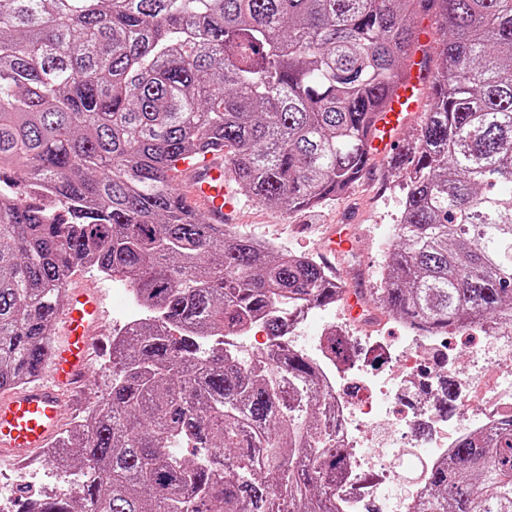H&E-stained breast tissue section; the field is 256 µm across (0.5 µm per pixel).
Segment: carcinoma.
Returning a JSON list of instances; mask_svg holds the SVG:
<instances>
[{"instance_id":"1","label":"carcinoma","mask_w":512,"mask_h":512,"mask_svg":"<svg viewBox=\"0 0 512 512\" xmlns=\"http://www.w3.org/2000/svg\"><path fill=\"white\" fill-rule=\"evenodd\" d=\"M437 18L432 105L369 301L436 334L512 326V0H0V391L36 379L70 276L130 284L149 318L112 334L102 405L57 440L78 500L17 512H336L342 451L318 376L271 344L242 374L224 337L343 285L315 259L208 224L172 193L222 150L284 211L347 192L367 136ZM180 448L198 453L187 459ZM421 512H512V421L430 475Z\"/></svg>"}]
</instances>
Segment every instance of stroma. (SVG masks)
Instances as JSON below:
<instances>
[{
    "label": "stroma",
    "instance_id": "stroma-1",
    "mask_svg": "<svg viewBox=\"0 0 512 512\" xmlns=\"http://www.w3.org/2000/svg\"><path fill=\"white\" fill-rule=\"evenodd\" d=\"M405 196V174L390 170L385 158L372 159L369 170L348 192L336 200L308 210L285 212L242 196L236 231L254 239L312 257L319 254L317 230L326 224L344 225L355 247L337 255L333 272L347 289L363 291L374 287L388 259L387 235L398 223ZM70 286L101 289L106 310L107 335L94 343V357L86 371L85 389L65 418L64 429H71L84 411L100 404L112 382L111 333L126 322V309L113 294L112 278L95 268L75 273ZM78 485V473L64 466H45L34 460L17 465L0 456V493L17 495L58 490L61 484Z\"/></svg>",
    "mask_w": 512,
    "mask_h": 512
}]
</instances>
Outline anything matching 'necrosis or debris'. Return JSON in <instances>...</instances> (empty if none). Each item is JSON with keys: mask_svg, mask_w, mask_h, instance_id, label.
<instances>
[{"mask_svg": "<svg viewBox=\"0 0 512 512\" xmlns=\"http://www.w3.org/2000/svg\"><path fill=\"white\" fill-rule=\"evenodd\" d=\"M310 309L287 314L282 342L314 366L330 398L336 444L344 475L332 489L336 512H418L432 471L452 456L459 440L512 416V329L479 327L480 343L455 379L462 395L454 423L439 412V394L420 372L442 366L448 339L406 328L400 336H370L369 347L387 358L386 370L343 365L331 344L349 335L336 319L319 332L309 325ZM433 423L422 438L411 410Z\"/></svg>", "mask_w": 512, "mask_h": 512, "instance_id": "1", "label": "necrosis or debris"}]
</instances>
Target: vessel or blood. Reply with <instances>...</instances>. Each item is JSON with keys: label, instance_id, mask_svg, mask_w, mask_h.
<instances>
[{"label": "vessel or blood", "instance_id": "1", "mask_svg": "<svg viewBox=\"0 0 512 512\" xmlns=\"http://www.w3.org/2000/svg\"><path fill=\"white\" fill-rule=\"evenodd\" d=\"M429 79L420 58H412L389 110L375 120L369 138L372 153L391 156L398 152L397 132L421 112L420 91ZM180 170L175 182L177 197L191 210L204 212L209 223H233L237 199L226 177L223 153L209 152L201 161L183 162ZM347 248L344 226H331L324 239V256H336ZM57 322L59 337L48 376L0 398V453L20 462L49 447L71 409L73 395L82 388L92 339L104 324L96 291L68 289Z\"/></svg>", "mask_w": 512, "mask_h": 512}]
</instances>
